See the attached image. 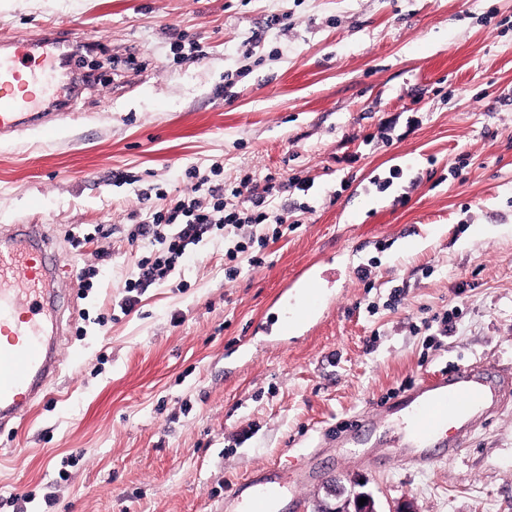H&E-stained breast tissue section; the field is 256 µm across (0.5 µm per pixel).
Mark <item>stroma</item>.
I'll return each mask as SVG.
<instances>
[{
    "label": "stroma",
    "instance_id": "obj_1",
    "mask_svg": "<svg viewBox=\"0 0 512 512\" xmlns=\"http://www.w3.org/2000/svg\"><path fill=\"white\" fill-rule=\"evenodd\" d=\"M70 23L98 75L56 70L66 120L0 141V234L51 238L78 361L0 432V512H219L260 468L288 478L279 512L359 478L382 512H512V405L429 468L374 432L336 446L455 362L512 370V0H0L15 37ZM192 167L228 189L273 175L290 228L238 230L267 260L232 282L210 231L122 313L151 248L133 226L190 194ZM306 271L319 314L267 335Z\"/></svg>",
    "mask_w": 512,
    "mask_h": 512
}]
</instances>
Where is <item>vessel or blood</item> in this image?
<instances>
[{
    "label": "vessel or blood",
    "instance_id": "vessel-or-blood-1",
    "mask_svg": "<svg viewBox=\"0 0 512 512\" xmlns=\"http://www.w3.org/2000/svg\"><path fill=\"white\" fill-rule=\"evenodd\" d=\"M81 39L75 27L52 28L34 40L0 38V138L41 124L37 92ZM59 291V269L38 225L19 224L0 235V429L18 421L59 370ZM511 401V372L465 365L382 402L350 427L376 430L401 418L400 458L430 466L453 459L479 418ZM281 488L277 474L262 470L238 482L232 497L242 512H275Z\"/></svg>",
    "mask_w": 512,
    "mask_h": 512
}]
</instances>
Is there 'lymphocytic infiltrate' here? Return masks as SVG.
Wrapping results in <instances>:
<instances>
[{
    "mask_svg": "<svg viewBox=\"0 0 512 512\" xmlns=\"http://www.w3.org/2000/svg\"><path fill=\"white\" fill-rule=\"evenodd\" d=\"M251 182L247 175L229 191L220 184L208 186V201L178 198L165 210L139 222L138 235L150 236L153 249L140 259L137 278L125 283L127 295L121 304L122 312L134 309L144 288L173 278L181 260L211 227L238 230L253 224H269L273 236H281L284 219L274 205L273 193L248 195Z\"/></svg>",
    "mask_w": 512,
    "mask_h": 512,
    "instance_id": "1",
    "label": "lymphocytic infiltrate"
}]
</instances>
